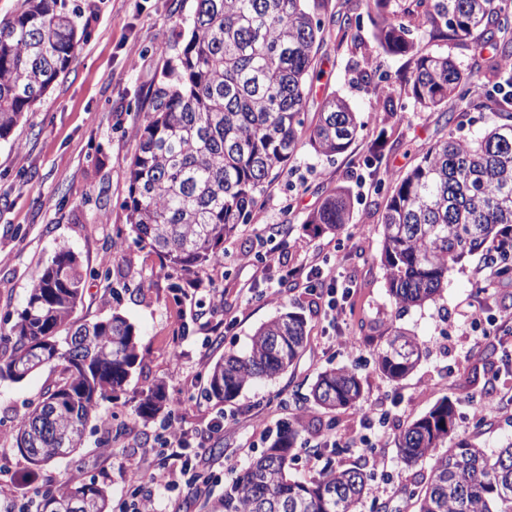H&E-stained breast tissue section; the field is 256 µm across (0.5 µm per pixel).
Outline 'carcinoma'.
<instances>
[{"label": "carcinoma", "instance_id": "obj_1", "mask_svg": "<svg viewBox=\"0 0 512 512\" xmlns=\"http://www.w3.org/2000/svg\"><path fill=\"white\" fill-rule=\"evenodd\" d=\"M396 2L397 9L391 8ZM379 21L377 48L415 51L399 18L417 23L432 41L486 37L494 56L512 62V0H372ZM327 0H193L187 40L178 45L149 96L138 151L128 165L123 202L136 242L172 270H208L224 262V241L250 222L258 197L305 144L318 155L346 152L361 122L348 100L330 96L318 120L305 126L310 76L327 29L348 27L323 18ZM76 26L58 0H22L20 13L0 21V139L70 65ZM489 87L443 55H421L403 79L414 101L448 113L463 103H494L501 122L484 134L448 137L397 176L382 215V264L396 306L435 300L448 270L479 252L493 274L512 279V70L496 69ZM348 191L329 193L306 223L314 233L351 223ZM83 275L63 251L33 280L26 305L0 330V381L20 382L39 370H59L58 381L29 407L17 448L35 466L68 456L87 428L105 422L100 402L122 389L142 356L135 327L114 313L80 322ZM305 319L285 312L261 324L247 349L229 352L209 370L205 395L221 405L257 379L284 373L306 344ZM423 355L415 336L396 328L378 338L376 362L391 380L410 373ZM362 387L348 368L320 372L315 405L332 414L359 401ZM167 403L160 383L134 409L148 422ZM456 406L448 398L411 422L398 439L401 462L435 459L426 486L411 489L414 512H512V442L494 452L469 439L446 448ZM301 435L294 427L240 471L208 512H356L371 474L327 466L302 482L288 474ZM37 512H110L106 488L64 481L37 491Z\"/></svg>", "mask_w": 512, "mask_h": 512}]
</instances>
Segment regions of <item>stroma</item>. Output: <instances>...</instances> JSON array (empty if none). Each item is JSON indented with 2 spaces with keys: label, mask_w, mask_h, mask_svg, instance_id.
Masks as SVG:
<instances>
[{
  "label": "stroma",
  "mask_w": 512,
  "mask_h": 512,
  "mask_svg": "<svg viewBox=\"0 0 512 512\" xmlns=\"http://www.w3.org/2000/svg\"><path fill=\"white\" fill-rule=\"evenodd\" d=\"M59 2L77 27L80 45L68 69L9 138L0 140V329L14 322L34 277L56 253L69 250L85 276L76 319L94 322L121 313L137 330L143 358L123 391L102 401L108 425L88 427L81 448L39 469L18 451L13 430L59 373L46 368L19 383L0 381V505L64 476L96 482L119 496V465L139 463L143 449L156 440L157 422H144L133 410L142 392L158 383L167 389V412L196 432L204 449L198 471L207 479L206 491L182 495L176 512H205L206 500L222 495L232 479L227 462L246 467L283 423L299 416L307 430L294 446L289 472L305 482L316 477L322 464L311 461L308 444L328 415L309 395L318 373L331 367L352 369L363 391L355 406L337 411V435L366 432L373 442L369 448L337 449L336 466L370 471L380 459L392 476L387 492L370 493L357 512H375L381 503L389 512H412L403 489L426 482L432 462L401 464L397 440L443 398L457 406L455 437L475 440L490 452L512 439V282L495 278L476 254L449 271L434 301L401 309L387 293L381 264V216L392 173L409 171L438 140L484 131L497 119L491 108L461 107L448 121L420 109L399 81L401 72L412 69V59L375 50L373 12L354 10L353 39L328 40L317 55L304 120L317 121L327 96L344 97L364 123L355 142L331 158L300 149L259 197L251 222L225 241L223 266L209 269L207 284L194 288L191 274L164 267L156 253L136 243L123 207L148 93L176 53L177 32L189 26L191 0ZM412 37L421 53L451 56L461 68L488 78L486 60L475 55L471 42H432L417 29ZM371 66L392 90L396 115L376 111L377 91L358 83V72ZM382 130L388 136L385 156L367 164L366 146ZM339 186L352 196L350 224L336 235L311 234L308 214ZM339 237L347 248L338 255L331 244ZM314 255L339 265L355 283L342 319L333 325L303 284L281 296L272 292L284 270ZM266 258L281 259L282 265L262 281L254 273ZM479 305L485 318L474 330L465 314ZM284 311L306 320L301 356L276 379L253 383L224 405L209 402V369L224 353L244 350L257 327ZM393 326L415 335L426 350L413 372L398 381L379 372L372 345ZM336 334L353 340L355 349L333 346ZM175 351L181 360H172ZM491 382L504 398L481 424L477 408ZM373 406L389 417L368 431L361 414ZM223 413L231 424L210 432L211 420Z\"/></svg>",
  "instance_id": "obj_1"
}]
</instances>
